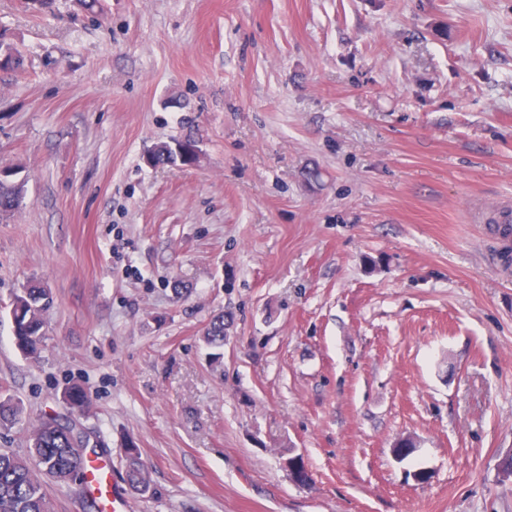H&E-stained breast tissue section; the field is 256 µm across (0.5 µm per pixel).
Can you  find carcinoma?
Masks as SVG:
<instances>
[{
    "instance_id": "1",
    "label": "carcinoma",
    "mask_w": 512,
    "mask_h": 512,
    "mask_svg": "<svg viewBox=\"0 0 512 512\" xmlns=\"http://www.w3.org/2000/svg\"><path fill=\"white\" fill-rule=\"evenodd\" d=\"M25 197L26 181L0 183V219L22 208ZM52 304L51 289L41 280L28 282L15 295L9 315L15 345L24 355L38 354L45 336V314ZM204 341L214 349L224 347V313L213 317ZM64 402L67 417L44 415L32 425L25 454L0 450V512H54L46 480L67 484L86 475L89 458L75 448L72 417L84 414L90 401L82 388L73 386L64 392ZM21 414L12 396L0 392V426L16 423ZM125 455L130 487L141 494L149 492V474L134 442L128 443Z\"/></svg>"
}]
</instances>
